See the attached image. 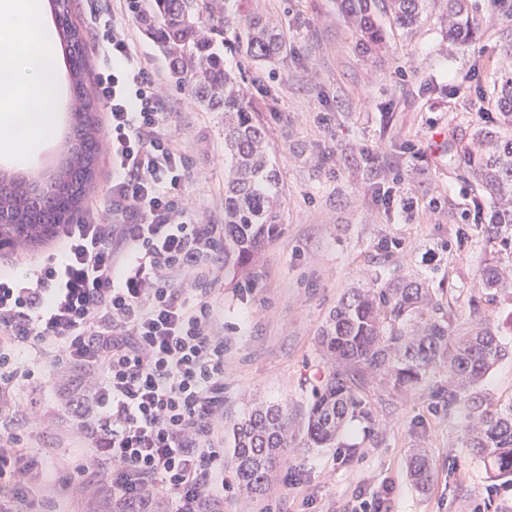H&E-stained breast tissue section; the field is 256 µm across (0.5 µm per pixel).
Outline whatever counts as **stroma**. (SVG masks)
I'll use <instances>...</instances> for the list:
<instances>
[{
    "instance_id": "1",
    "label": "stroma",
    "mask_w": 512,
    "mask_h": 512,
    "mask_svg": "<svg viewBox=\"0 0 512 512\" xmlns=\"http://www.w3.org/2000/svg\"><path fill=\"white\" fill-rule=\"evenodd\" d=\"M480 33L465 50L447 48L437 25L410 39L393 36L386 55L366 58L336 0H244L243 11L275 19L288 31V53L272 66L241 65L253 112L266 126L285 194L283 230L256 265L224 269L211 258L212 299L224 331V417L254 404L287 410L293 436L270 490L243 494L232 466L224 477V512H343L355 496L391 488L392 512H471L492 486L483 461L464 442L467 418L450 399L447 365L434 366L402 391L372 386L366 415L346 424L330 448L308 447L304 414L326 367L317 338L341 295L372 279L423 275L443 289L453 325L467 323L474 279L491 246L475 206L489 196L449 162L492 112L488 93L506 62L504 31L512 17L477 0ZM115 10L133 49L159 78L166 120L189 159L182 203L198 224L224 221V116L177 89L157 45L129 9V0H71L70 19L86 33V63L97 74L103 32L90 22ZM329 124H322V117ZM400 176L413 210H383L371 200L374 182ZM90 390L73 372L38 360L33 379L0 389V421H18L36 407L47 422L26 436L45 482L59 467L76 466L82 423L73 405ZM427 454L433 480L418 490L407 472L411 449ZM53 512H107L102 486L74 483L52 491Z\"/></svg>"
}]
</instances>
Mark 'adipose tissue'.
Here are the masks:
<instances>
[{"mask_svg":"<svg viewBox=\"0 0 512 512\" xmlns=\"http://www.w3.org/2000/svg\"><path fill=\"white\" fill-rule=\"evenodd\" d=\"M42 0H0V158L22 164L52 140L66 108Z\"/></svg>","mask_w":512,"mask_h":512,"instance_id":"1","label":"adipose tissue"}]
</instances>
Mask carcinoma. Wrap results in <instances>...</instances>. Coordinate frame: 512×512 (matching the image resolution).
<instances>
[{
  "label": "carcinoma",
  "mask_w": 512,
  "mask_h": 512,
  "mask_svg": "<svg viewBox=\"0 0 512 512\" xmlns=\"http://www.w3.org/2000/svg\"><path fill=\"white\" fill-rule=\"evenodd\" d=\"M146 32L168 61L170 78L209 109L224 113V267L245 269L282 232V190L271 163L266 127L250 110L242 74L224 67V51L247 61L270 63L287 50L280 26L263 16L240 14V0H131ZM59 20L58 37L69 59L75 95L74 139L50 188L35 194L31 186L0 178V211L15 222L0 224V242L33 247L52 237L62 220H73L87 200L95 179L99 128L83 95L88 78L80 49L82 28L69 22L70 0H48ZM345 23L359 36L369 57L386 47L389 32L412 37L434 18L446 39L459 49L477 37L479 23L469 0H336ZM495 120L474 130L459 158L470 182L493 199L485 238L492 257L477 275L474 318L452 332L443 299L429 281L403 276L381 286L349 289L319 337V352L329 364L326 382L313 394L306 435L315 447L336 443L346 423L364 413L359 392L372 383L400 390L419 383L440 362L456 391L476 388L509 348L490 322L482 304H494L512 289V69L501 70L494 85ZM465 442L500 478L512 477V403L487 409L467 399ZM227 439L242 492L267 490L277 461L288 448V413L255 407L235 421ZM409 474L423 489L433 473L426 455L412 454ZM152 496L116 502L115 512H162Z\"/></svg>",
  "instance_id": "carcinoma-1"
}]
</instances>
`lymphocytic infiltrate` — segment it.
I'll list each match as a JSON object with an SVG mask.
<instances>
[{"mask_svg": "<svg viewBox=\"0 0 512 512\" xmlns=\"http://www.w3.org/2000/svg\"><path fill=\"white\" fill-rule=\"evenodd\" d=\"M105 31L97 93L106 102L112 169L107 214L85 211L62 225L60 250L24 278L0 277V385L33 377L19 358L41 350L60 367L95 376L83 426L89 455L75 475L130 500L156 489L172 512H221L224 453L214 438L224 416V339L215 331L209 261L214 224L181 205L187 161L169 129L156 74L133 54L128 30ZM188 276L172 287L169 274ZM42 415L0 431V512L36 493L42 465L24 446Z\"/></svg>", "mask_w": 512, "mask_h": 512, "instance_id": "f902f5d3", "label": "lymphocytic infiltrate"}]
</instances>
